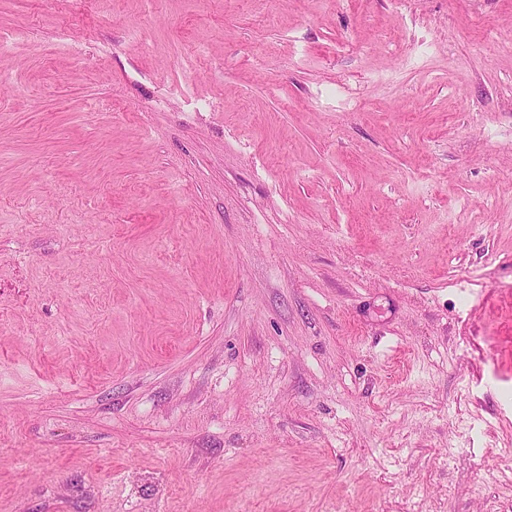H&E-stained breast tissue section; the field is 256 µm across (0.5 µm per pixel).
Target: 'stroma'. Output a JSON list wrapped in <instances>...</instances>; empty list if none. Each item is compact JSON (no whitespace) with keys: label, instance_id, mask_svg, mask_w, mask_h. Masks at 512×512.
I'll use <instances>...</instances> for the list:
<instances>
[{"label":"stroma","instance_id":"stroma-1","mask_svg":"<svg viewBox=\"0 0 512 512\" xmlns=\"http://www.w3.org/2000/svg\"><path fill=\"white\" fill-rule=\"evenodd\" d=\"M0 34V512H512V0Z\"/></svg>","mask_w":512,"mask_h":512}]
</instances>
